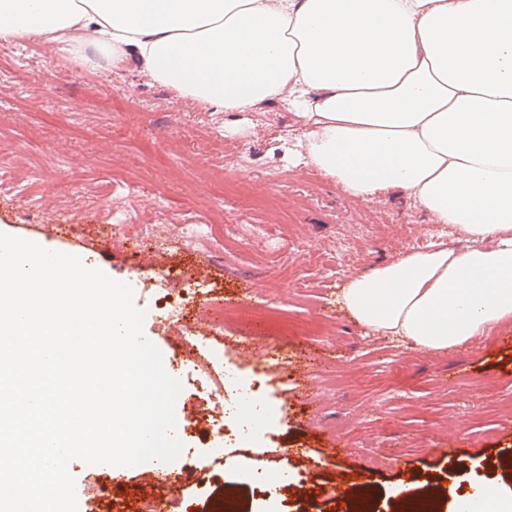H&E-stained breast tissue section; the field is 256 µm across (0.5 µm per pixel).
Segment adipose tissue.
Segmentation results:
<instances>
[{
    "instance_id": "obj_1",
    "label": "adipose tissue",
    "mask_w": 512,
    "mask_h": 512,
    "mask_svg": "<svg viewBox=\"0 0 512 512\" xmlns=\"http://www.w3.org/2000/svg\"><path fill=\"white\" fill-rule=\"evenodd\" d=\"M32 35L225 112L281 101L346 192L472 240L351 280L361 325L438 352L512 319V0H0V40Z\"/></svg>"
}]
</instances>
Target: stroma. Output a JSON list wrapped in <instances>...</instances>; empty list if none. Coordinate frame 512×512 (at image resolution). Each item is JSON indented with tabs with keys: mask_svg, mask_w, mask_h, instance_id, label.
Listing matches in <instances>:
<instances>
[{
	"mask_svg": "<svg viewBox=\"0 0 512 512\" xmlns=\"http://www.w3.org/2000/svg\"><path fill=\"white\" fill-rule=\"evenodd\" d=\"M303 127L279 101L249 112H217L179 97L135 64L89 71L57 44L31 36L0 42V233L24 236L75 256L98 249L99 270L138 281L144 333L163 360L180 359L179 401L193 412L180 440L198 458L225 448L216 482H155L156 462L126 473L125 495L163 497L166 512H217L221 497L244 498L247 512H335L318 486L369 493L374 512H399L397 492L440 482L464 490L487 476L512 489V320L447 351L359 323L342 288L372 267L398 260L411 242L439 230L406 190L354 198L301 159ZM67 188H60V181ZM128 221L106 233L113 212ZM45 224L70 234L44 236ZM170 238L165 262L134 252L139 225ZM212 226V247L193 251L174 233ZM206 262L213 275L195 278ZM183 275L191 297L181 315H160L151 284L163 268ZM237 310L211 335L201 303ZM258 387L271 413L256 438L225 444L188 362L196 337ZM256 339L258 355L240 350ZM306 448L284 459L283 449ZM287 465L288 487L242 485L239 473ZM78 503L98 494L102 512H122L113 470L72 460Z\"/></svg>",
	"mask_w": 512,
	"mask_h": 512,
	"instance_id": "stroma-1",
	"label": "stroma"
}]
</instances>
